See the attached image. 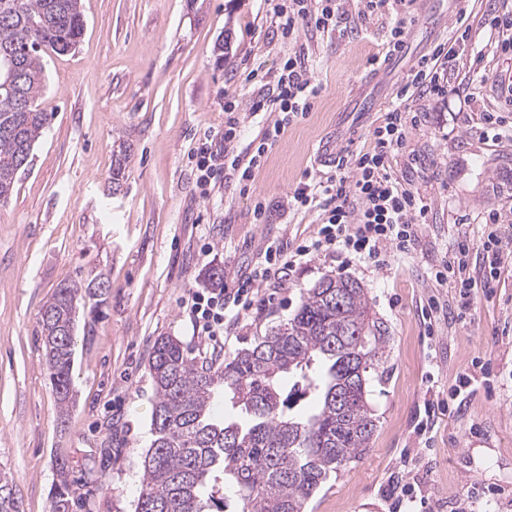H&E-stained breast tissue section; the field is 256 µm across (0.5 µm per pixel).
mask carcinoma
<instances>
[{
    "instance_id": "cac0c4a2",
    "label": "carcinoma",
    "mask_w": 512,
    "mask_h": 512,
    "mask_svg": "<svg viewBox=\"0 0 512 512\" xmlns=\"http://www.w3.org/2000/svg\"><path fill=\"white\" fill-rule=\"evenodd\" d=\"M83 32L81 0H0L1 205L31 165L48 120L43 56L75 50ZM106 294L102 282H68L41 307L49 379L65 407L80 309ZM386 342L364 288L341 277L320 280L287 323L222 364L200 363L177 338H158L148 361L152 441L136 512H224L228 481L237 487L236 512H306L316 492L370 448L377 419L368 373L384 364ZM290 374L317 402L305 417L289 414L282 379ZM220 387L243 420L211 415ZM70 475L69 462L57 460L52 512H72ZM21 505L13 479L0 470V512H22Z\"/></svg>"
}]
</instances>
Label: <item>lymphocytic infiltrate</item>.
<instances>
[{
	"label": "lymphocytic infiltrate",
	"instance_id": "lymphocytic-infiltrate-1",
	"mask_svg": "<svg viewBox=\"0 0 512 512\" xmlns=\"http://www.w3.org/2000/svg\"><path fill=\"white\" fill-rule=\"evenodd\" d=\"M282 37H297L304 28L326 31L338 26L343 12L339 0H288L274 10ZM469 31L458 33L453 43L438 44L417 62L407 83L396 94L380 123L370 134L368 147L343 150L333 175H307L294 189L296 210H317L319 228L310 243L297 246L294 255L266 249L257 267L235 279L233 289L212 288L191 295L185 305L194 333L204 346H224V308L251 310L261 302L263 287H277L287 280L297 258L313 252L353 254L375 266L386 265L388 251L409 254L417 242L416 220L427 208L418 190L403 185L390 172V162L406 147L407 134L418 119L412 110L414 98L445 94L451 62L465 46ZM320 91L304 52L288 57L277 73V92H257L250 101L251 112L272 115L271 125L249 143H242L241 119L235 104L224 108V127L205 129L189 157L196 173V186L209 197L225 169L236 171L238 181L254 183L268 150L288 126L312 107ZM468 244H460L452 260L431 272L440 286L453 284L459 290L462 313L473 310L475 280L467 276Z\"/></svg>",
	"mask_w": 512,
	"mask_h": 512
}]
</instances>
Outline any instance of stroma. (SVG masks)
Masks as SVG:
<instances>
[{"label": "stroma", "mask_w": 512, "mask_h": 512, "mask_svg": "<svg viewBox=\"0 0 512 512\" xmlns=\"http://www.w3.org/2000/svg\"><path fill=\"white\" fill-rule=\"evenodd\" d=\"M86 28L77 50L47 59L45 106L52 117L33 167L0 206V468L10 473L23 512H51L56 457L72 469L76 512H135L150 446L153 389L147 371L157 337L180 340L189 356L208 353L184 306L219 269L258 262L266 247L287 251L314 236L318 214L289 199L332 144L361 147L379 112H353L361 94L388 102L418 60L455 34L408 25L404 52L377 81L371 59L384 53L396 13L360 15L344 0L331 32L276 29L271 0H82ZM472 37L442 98L416 99L420 118L391 173L418 188L429 208L408 256L379 269L318 253L301 260L271 304L227 312L224 356L290 319L323 277L357 281L388 328L384 375H370L377 430L368 453L331 478L307 512H389V487L410 469L430 512H512V250L501 275L480 292L466 320L427 318L430 295L451 300L431 268L456 242L470 245L467 271L482 278L479 253L488 214L512 226V98L496 78L512 56L496 50L485 21L512 12V0H463ZM227 43L218 51V43ZM308 53L319 95L267 153L251 188L232 173L201 197L188 156L200 131L224 125L235 103L246 138L269 117L251 114L255 83L289 54ZM467 88L468 106L456 92ZM498 113L496 138L485 115ZM120 180H113L117 157ZM265 205L255 222V201ZM109 287L92 313L94 339L77 349L76 403L62 415L40 340V309L66 282ZM472 377L464 408L414 426L425 403L447 399Z\"/></svg>", "instance_id": "1"}]
</instances>
